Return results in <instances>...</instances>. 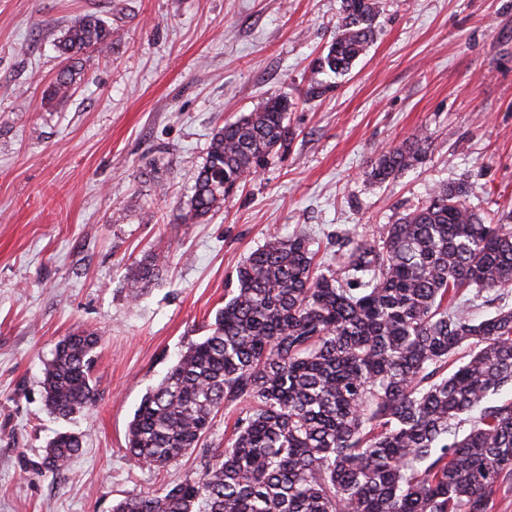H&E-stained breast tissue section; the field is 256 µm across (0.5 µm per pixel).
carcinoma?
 <instances>
[{"label": "carcinoma", "mask_w": 512, "mask_h": 512, "mask_svg": "<svg viewBox=\"0 0 512 512\" xmlns=\"http://www.w3.org/2000/svg\"><path fill=\"white\" fill-rule=\"evenodd\" d=\"M381 0H342L319 69L346 74L375 34ZM95 14L75 20L57 49L70 65L47 97H69L84 55L112 48ZM292 103L271 96L212 135L192 195L178 214L198 224L287 144ZM430 135L380 151L373 183L421 162ZM302 233L274 234L237 267V286L208 333L181 352L141 400L126 453L162 469L199 446L219 411L242 406L224 449L196 479L132 491L112 512H491L512 480V307L474 318L457 296L512 288V224H488L462 182L430 196L367 238L336 236V266L315 261ZM167 255L131 270L133 296ZM102 334L74 328L43 377L44 402L69 419L95 403L92 372ZM462 347L467 358L448 370ZM470 429L457 432L460 417ZM83 438L58 433L38 466L65 469Z\"/></svg>", "instance_id": "1"}]
</instances>
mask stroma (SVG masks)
Wrapping results in <instances>:
<instances>
[{
  "label": "stroma",
  "instance_id": "35a3bbf8",
  "mask_svg": "<svg viewBox=\"0 0 512 512\" xmlns=\"http://www.w3.org/2000/svg\"><path fill=\"white\" fill-rule=\"evenodd\" d=\"M342 0H0V512H112L131 491L196 478L238 414L167 468L135 465L128 426L188 342L206 333L237 266L269 234L305 232L322 263L336 233L372 234L448 181L497 224L512 203V0H382L349 74L312 68ZM116 30L67 99L46 101L55 48L78 17ZM332 88L314 96L312 85ZM288 96L293 132L259 176L200 224L176 216L213 130ZM422 130L421 163L373 184L377 150ZM169 257L132 297L131 264ZM99 329L96 403L61 421L41 381L55 343ZM84 436L57 474L35 467L56 432Z\"/></svg>",
  "mask_w": 512,
  "mask_h": 512
}]
</instances>
